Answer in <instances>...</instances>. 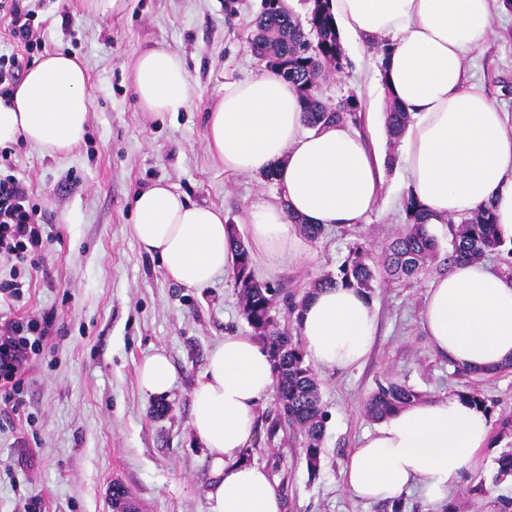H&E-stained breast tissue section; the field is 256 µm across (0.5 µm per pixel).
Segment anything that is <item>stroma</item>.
<instances>
[{
  "label": "stroma",
  "mask_w": 512,
  "mask_h": 512,
  "mask_svg": "<svg viewBox=\"0 0 512 512\" xmlns=\"http://www.w3.org/2000/svg\"><path fill=\"white\" fill-rule=\"evenodd\" d=\"M261 0H128L121 18L89 13L85 0H31L42 23L45 50L77 54L86 64L92 105L83 141L70 153L12 145L15 176L48 217L53 238L39 252L20 300L0 297V324L32 315L53 316V336L37 355L15 398L0 390V512H112V486L123 484L140 512H207L210 455L190 426L191 393L210 349L225 335L248 332L233 276L201 290L172 284L160 262L140 252L130 226L136 192L168 184L191 202L223 209L242 223L258 195L277 193L263 177L230 174L205 141L206 115L227 81L265 70L246 44ZM163 46L181 55L190 73L186 108L155 116L142 110L130 80L134 56ZM341 71H329L321 98L347 96L362 104L360 133L377 156L388 143L383 114L367 88L376 77L380 47L347 44ZM466 80L512 120V10L493 6L490 28L465 61ZM407 176L387 173L377 209L366 223L325 230L309 255L260 273V281L302 295L318 276L337 272L352 246L382 259L406 222ZM426 282L400 288L377 282L370 297L377 336L367 360L347 372L319 370L328 413L323 455L310 472L286 434L256 437L242 460L265 466L284 512H382L349 495L342 468L360 435L374 428L361 410L379 379L406 381L423 398L479 389L492 410L491 438L481 468L466 472L448 500L471 512H497L512 498V479L494 482L497 459L512 448L498 438L512 416V368L463 377L439 356L421 327ZM165 348L177 380L155 414L138 387L142 356ZM489 484L476 496L479 481Z\"/></svg>",
  "instance_id": "stroma-1"
}]
</instances>
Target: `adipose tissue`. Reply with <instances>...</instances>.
Wrapping results in <instances>:
<instances>
[{
    "label": "adipose tissue",
    "mask_w": 512,
    "mask_h": 512,
    "mask_svg": "<svg viewBox=\"0 0 512 512\" xmlns=\"http://www.w3.org/2000/svg\"><path fill=\"white\" fill-rule=\"evenodd\" d=\"M336 25L352 43L389 38L379 77L412 120L398 160L408 190L440 236L445 218L492 205L512 237V128L478 89L463 83L466 54L491 24L489 0H332ZM87 70L76 55L36 60L10 101L0 100V146L17 141L65 154L84 138L91 106ZM131 79L141 108L175 112L190 97L184 59L159 46L139 53ZM209 152L229 173H274L277 195L257 197L243 223L223 210L190 202L159 182L135 194L131 233L140 251L159 259L167 278L187 289L235 273L233 235L250 243L252 266L304 257L309 246L291 222L326 229L364 223L375 210L381 163L349 123L305 122L295 87L271 71L224 85L207 114ZM307 358L346 371L374 344L369 296L344 286L315 291L299 310ZM422 328L453 365L486 374L512 362V278L481 261L451 265L427 288ZM176 372L164 350L137 365L146 397L166 395ZM267 350L253 336L231 334L209 352L192 391L191 427L212 456L208 512H283L267 470L240 455L255 440L258 412L274 392ZM487 416L459 396L418 401L367 432L346 456L345 490L388 504L411 492L443 506L466 471L482 462Z\"/></svg>",
    "instance_id": "1"
}]
</instances>
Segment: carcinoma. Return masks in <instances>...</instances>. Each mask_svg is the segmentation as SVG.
I'll return each instance as SVG.
<instances>
[{
	"instance_id": "carcinoma-1",
	"label": "carcinoma",
	"mask_w": 512,
	"mask_h": 512,
	"mask_svg": "<svg viewBox=\"0 0 512 512\" xmlns=\"http://www.w3.org/2000/svg\"><path fill=\"white\" fill-rule=\"evenodd\" d=\"M307 19L309 31L285 7L268 8L261 0V9L253 23L250 38L252 51L266 59L268 68L297 87L304 104L307 125L327 123H360L358 101L348 96L331 107L320 98L322 76L330 69L342 67L343 51L330 0H310ZM411 121L410 114L392 103L387 107L385 128L389 148H394ZM407 224L388 244L383 259L384 281L409 287L428 275L432 267L444 270L460 261L481 260L497 255L512 271V239H505L494 222L488 206L457 220H444L450 250L438 259V243L426 229L428 214L414 197L404 202ZM238 271L235 284L239 303L247 324L269 349L277 384V402L273 415L267 416L266 439L271 441L279 431L290 430L301 436L299 442L307 466L314 471L320 466L327 411L324 409L320 384L313 368L305 362L299 338L280 330L278 306L291 315L303 304L293 296H284L279 289L259 282L252 270L248 251L236 241ZM377 269L370 263L367 249L356 246L352 255L336 274H326L312 282L311 287L341 284L364 293L372 291ZM420 398V394L404 382L384 378L365 400L363 414L372 420L388 418ZM113 512H134L136 504L127 490L118 485L112 494Z\"/></svg>"
}]
</instances>
